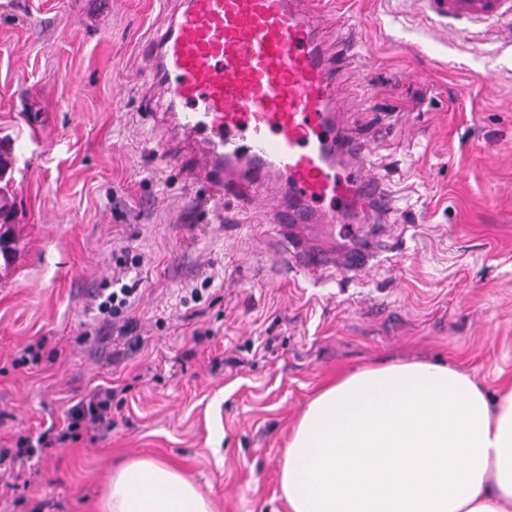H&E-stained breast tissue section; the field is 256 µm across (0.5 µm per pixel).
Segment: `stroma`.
<instances>
[{
  "instance_id": "obj_1",
  "label": "stroma",
  "mask_w": 512,
  "mask_h": 512,
  "mask_svg": "<svg viewBox=\"0 0 512 512\" xmlns=\"http://www.w3.org/2000/svg\"><path fill=\"white\" fill-rule=\"evenodd\" d=\"M321 2L354 29L339 104L396 206L337 239L368 253L359 274L284 270L268 200L214 216L165 162L144 97L163 0H0V448L114 391L111 431L0 462V512H96L141 458L214 512H287L289 433L336 374L439 359L512 378V38L435 29L413 0ZM119 264L139 281L123 334L94 308Z\"/></svg>"
}]
</instances>
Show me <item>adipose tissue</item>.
I'll return each mask as SVG.
<instances>
[{
  "mask_svg": "<svg viewBox=\"0 0 512 512\" xmlns=\"http://www.w3.org/2000/svg\"><path fill=\"white\" fill-rule=\"evenodd\" d=\"M288 512H512V385L489 395L446 364L346 372L302 414L284 453ZM99 512H212L170 465L112 475Z\"/></svg>",
  "mask_w": 512,
  "mask_h": 512,
  "instance_id": "adipose-tissue-1",
  "label": "adipose tissue"
}]
</instances>
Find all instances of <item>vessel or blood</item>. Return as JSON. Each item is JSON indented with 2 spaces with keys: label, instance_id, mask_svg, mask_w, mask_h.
Returning a JSON list of instances; mask_svg holds the SVG:
<instances>
[{
  "label": "vessel or blood",
  "instance_id": "b4317fda",
  "mask_svg": "<svg viewBox=\"0 0 512 512\" xmlns=\"http://www.w3.org/2000/svg\"><path fill=\"white\" fill-rule=\"evenodd\" d=\"M460 35L512 24V0H417ZM315 0H174L146 53L164 102L150 118L182 139L166 161L207 198L244 211L277 185L280 265L356 271L363 259L318 244L316 231L390 208L367 172L366 146L333 108L343 57L317 41Z\"/></svg>",
  "mask_w": 512,
  "mask_h": 512
}]
</instances>
